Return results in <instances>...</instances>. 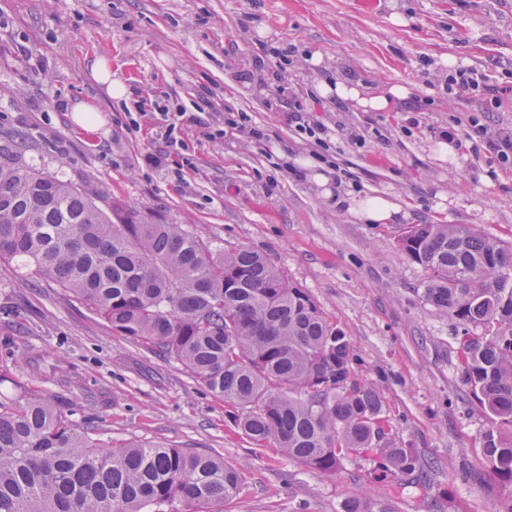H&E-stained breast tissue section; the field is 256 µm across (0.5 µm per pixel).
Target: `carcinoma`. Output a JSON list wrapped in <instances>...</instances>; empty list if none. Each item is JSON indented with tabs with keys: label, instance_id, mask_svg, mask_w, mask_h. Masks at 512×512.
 I'll return each mask as SVG.
<instances>
[{
	"label": "carcinoma",
	"instance_id": "obj_1",
	"mask_svg": "<svg viewBox=\"0 0 512 512\" xmlns=\"http://www.w3.org/2000/svg\"><path fill=\"white\" fill-rule=\"evenodd\" d=\"M0 159V264L54 281L146 351L173 361L258 448L322 475L343 459L374 479L422 485L425 470L374 384L356 377L343 330L248 249ZM399 249L429 277L424 300L479 332L460 339L464 386L493 417L485 470L512 512V243L468 224H411ZM243 468L193 448L94 443L37 391L0 399V512H224Z\"/></svg>",
	"mask_w": 512,
	"mask_h": 512
}]
</instances>
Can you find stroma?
Listing matches in <instances>:
<instances>
[{"label":"stroma","mask_w":512,"mask_h":512,"mask_svg":"<svg viewBox=\"0 0 512 512\" xmlns=\"http://www.w3.org/2000/svg\"><path fill=\"white\" fill-rule=\"evenodd\" d=\"M286 48L272 74L288 95L269 101L249 77L262 44ZM106 57L128 93L92 77ZM486 75L467 101L448 92L456 66ZM343 83L370 98L407 97L372 111L326 92ZM88 102L84 129L70 108ZM329 130L325 146L290 126ZM183 109L184 144L165 153L162 108ZM247 113L248 130L228 114ZM512 132V0H0V144L26 136L19 164L118 201L150 222L189 225L225 249L246 248L303 288L351 340L361 376L381 389L403 447L428 484L375 491L387 512H494L499 488L480 480L489 417L458 369L457 325L428 304L427 273L401 253L412 224H470L512 243V167L473 153L463 134ZM384 198L393 224L351 206ZM0 395L35 390L99 444L197 448L244 468L224 512H341L369 486L372 462L318 474L254 447L182 366L113 335L86 304L48 280L0 267Z\"/></svg>","instance_id":"stroma-1"}]
</instances>
